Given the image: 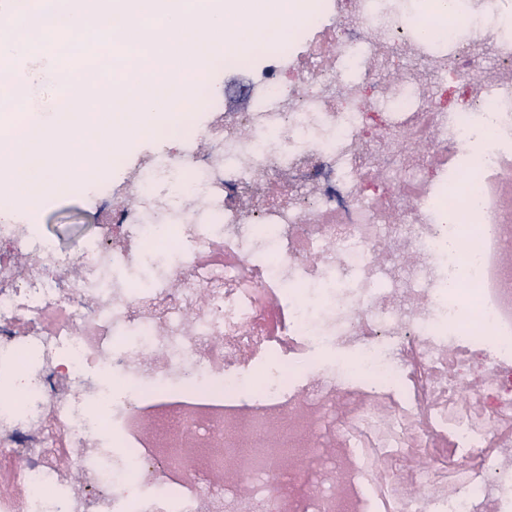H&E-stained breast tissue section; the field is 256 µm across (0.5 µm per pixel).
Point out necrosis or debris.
Masks as SVG:
<instances>
[{
    "label": "necrosis or debris",
    "instance_id": "4bbe7bcc",
    "mask_svg": "<svg viewBox=\"0 0 512 512\" xmlns=\"http://www.w3.org/2000/svg\"><path fill=\"white\" fill-rule=\"evenodd\" d=\"M501 4L465 0L434 42L394 0L302 8L248 111L127 167L82 273L35 225L0 224V512H512V466L489 451L512 444V216L489 192L512 178ZM1 40L86 84L145 49L18 13ZM346 70L381 98L337 84ZM449 76L469 110L438 98ZM452 215L469 231L451 251ZM246 350L264 359L253 397Z\"/></svg>",
    "mask_w": 512,
    "mask_h": 512
}]
</instances>
